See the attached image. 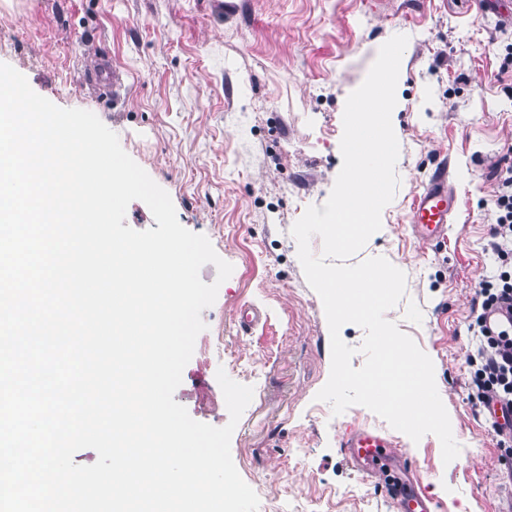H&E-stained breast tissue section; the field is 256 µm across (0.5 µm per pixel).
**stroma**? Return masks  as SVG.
<instances>
[{
  "label": "stroma",
  "instance_id": "35a3bbf8",
  "mask_svg": "<svg viewBox=\"0 0 512 512\" xmlns=\"http://www.w3.org/2000/svg\"><path fill=\"white\" fill-rule=\"evenodd\" d=\"M406 35L392 125L400 185L382 228L352 263L382 256L406 291L386 314L432 359L459 456L412 441L361 405L333 414L316 395L330 332L291 234L341 169L342 116L379 48ZM512 0H0V63L62 108L93 112L170 195L180 224L233 266L202 311L200 340L174 399L215 427L229 414L225 370L254 395L231 456L258 512H397L349 463L354 427L381 430L445 512H512V463L470 399L468 316L494 260V167L512 159ZM112 61V89L86 75ZM460 193L447 239L420 242L414 193L440 169ZM260 321L241 324L245 308Z\"/></svg>",
  "mask_w": 512,
  "mask_h": 512
}]
</instances>
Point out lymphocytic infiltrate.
<instances>
[{"instance_id": "1", "label": "lymphocytic infiltrate", "mask_w": 512, "mask_h": 512, "mask_svg": "<svg viewBox=\"0 0 512 512\" xmlns=\"http://www.w3.org/2000/svg\"><path fill=\"white\" fill-rule=\"evenodd\" d=\"M492 198L497 214L486 249L498 263L496 274L479 283L478 298L471 309L470 327L476 347L467 358L475 407L499 404L512 412V333L492 337L484 327L483 313L492 308H512V166L499 170Z\"/></svg>"}]
</instances>
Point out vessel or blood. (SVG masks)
<instances>
[{
  "label": "vessel or blood",
  "mask_w": 512,
  "mask_h": 512,
  "mask_svg": "<svg viewBox=\"0 0 512 512\" xmlns=\"http://www.w3.org/2000/svg\"><path fill=\"white\" fill-rule=\"evenodd\" d=\"M458 205L459 197L447 172H439L414 198L412 222L419 238L425 242L446 238ZM390 446L385 434L368 426L353 429L344 442L353 467L367 477L383 481L400 512H436L433 501L412 484L407 472L393 465Z\"/></svg>",
  "instance_id": "1"
}]
</instances>
